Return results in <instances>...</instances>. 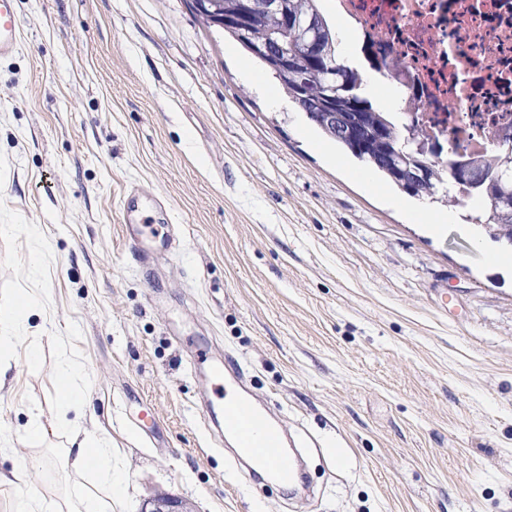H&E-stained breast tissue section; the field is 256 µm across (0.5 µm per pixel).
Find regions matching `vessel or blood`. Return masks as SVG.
Listing matches in <instances>:
<instances>
[{"label":"vessel or blood","instance_id":"b4317fda","mask_svg":"<svg viewBox=\"0 0 512 512\" xmlns=\"http://www.w3.org/2000/svg\"><path fill=\"white\" fill-rule=\"evenodd\" d=\"M19 27L15 0H0V59L12 56L19 45ZM126 238L136 244L143 258H150L153 244L173 245L171 231L154 228L151 217H140L137 222L126 224ZM195 362L208 369L214 380V394L224 401V421L237 434L238 457L256 465L271 468L282 481L292 480L296 473V460L283 448L284 440L279 429L273 427L266 415L246 398L225 394L224 368L215 364L209 349H197Z\"/></svg>","mask_w":512,"mask_h":512}]
</instances>
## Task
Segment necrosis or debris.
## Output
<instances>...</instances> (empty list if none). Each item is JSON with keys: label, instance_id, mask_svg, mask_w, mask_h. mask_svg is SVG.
Here are the masks:
<instances>
[{"label": "necrosis or debris", "instance_id": "necrosis-or-debris-1", "mask_svg": "<svg viewBox=\"0 0 512 512\" xmlns=\"http://www.w3.org/2000/svg\"><path fill=\"white\" fill-rule=\"evenodd\" d=\"M354 39L385 44L424 89L419 117L458 159L487 156L512 128V0H332Z\"/></svg>", "mask_w": 512, "mask_h": 512}]
</instances>
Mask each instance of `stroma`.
<instances>
[{
	"mask_svg": "<svg viewBox=\"0 0 512 512\" xmlns=\"http://www.w3.org/2000/svg\"><path fill=\"white\" fill-rule=\"evenodd\" d=\"M0 60V308L36 304L0 344V512H68L76 469L58 370L100 431L112 512L157 496L190 512H512V268L445 207L424 211L324 136L281 85L186 0H16ZM139 212L177 227L140 261ZM242 370L295 439L314 495L234 465L204 414L196 347ZM50 425L28 437L32 416ZM15 0H0V59L12 56L19 45Z\"/></svg>",
	"mask_w": 512,
	"mask_h": 512,
	"instance_id": "35a3bbf8",
	"label": "stroma"
}]
</instances>
